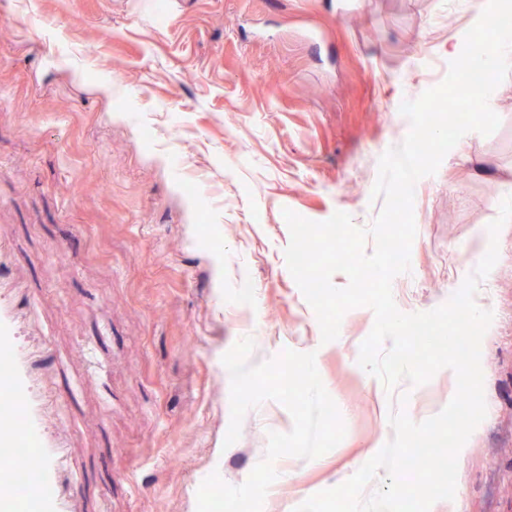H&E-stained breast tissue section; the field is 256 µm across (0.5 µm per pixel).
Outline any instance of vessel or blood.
Segmentation results:
<instances>
[{"label":"vessel or blood","instance_id":"b4317fda","mask_svg":"<svg viewBox=\"0 0 512 512\" xmlns=\"http://www.w3.org/2000/svg\"><path fill=\"white\" fill-rule=\"evenodd\" d=\"M22 326L11 302L0 301V455L14 449L37 451V470L27 495L16 493L14 469L0 467V512H74L73 493L65 473L69 468L63 436L47 421L51 395L40 385L36 352L19 345Z\"/></svg>","mask_w":512,"mask_h":512}]
</instances>
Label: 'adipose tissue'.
<instances>
[{"mask_svg": "<svg viewBox=\"0 0 512 512\" xmlns=\"http://www.w3.org/2000/svg\"><path fill=\"white\" fill-rule=\"evenodd\" d=\"M498 28L496 8L482 4L472 14L466 28L459 30L448 44V78L456 80L458 64L472 62L476 66H487L496 70H512V39L500 38L496 50L490 53L481 52L474 36L479 32H493Z\"/></svg>", "mask_w": 512, "mask_h": 512, "instance_id": "1", "label": "adipose tissue"}]
</instances>
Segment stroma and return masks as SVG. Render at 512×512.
<instances>
[{"label": "stroma", "mask_w": 512, "mask_h": 512, "mask_svg": "<svg viewBox=\"0 0 512 512\" xmlns=\"http://www.w3.org/2000/svg\"><path fill=\"white\" fill-rule=\"evenodd\" d=\"M473 0H0V243L4 275L43 341L53 425L64 429L75 512H196L219 473L243 484L268 434L293 420L266 400L233 445L223 355H316L346 427L328 453L284 456L262 512H294L344 483L393 436L390 413L428 419L453 370L394 390L358 363L375 316L347 311L322 343L289 272L292 210L372 224L380 157L410 130L406 100L439 86ZM500 125L468 133L414 186L404 313L449 301L478 261L466 248L512 195V75ZM475 294L486 417L458 455L454 499L430 512H512V223Z\"/></svg>", "instance_id": "35a3bbf8"}]
</instances>
